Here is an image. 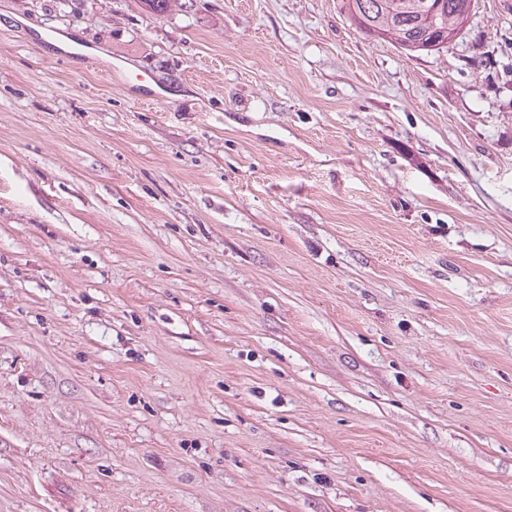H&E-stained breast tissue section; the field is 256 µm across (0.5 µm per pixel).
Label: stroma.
<instances>
[{"label": "stroma", "mask_w": 512, "mask_h": 512, "mask_svg": "<svg viewBox=\"0 0 512 512\" xmlns=\"http://www.w3.org/2000/svg\"><path fill=\"white\" fill-rule=\"evenodd\" d=\"M0 0V512H512V0ZM341 8L351 26L369 36L379 29L385 37L377 38L415 56L440 53L462 37L475 0H342Z\"/></svg>", "instance_id": "stroma-1"}]
</instances>
